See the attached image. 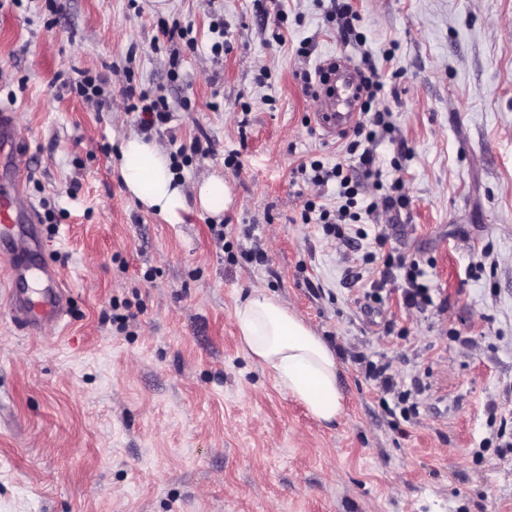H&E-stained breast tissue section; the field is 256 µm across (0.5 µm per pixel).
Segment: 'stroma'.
Segmentation results:
<instances>
[{
    "label": "stroma",
    "instance_id": "obj_1",
    "mask_svg": "<svg viewBox=\"0 0 512 512\" xmlns=\"http://www.w3.org/2000/svg\"><path fill=\"white\" fill-rule=\"evenodd\" d=\"M22 0L0 8V105L31 143L40 259L71 305L39 334L9 313L0 265V512H512V0ZM190 30L167 40L162 25ZM223 41L221 54L212 45ZM368 58L395 130L375 149L407 203L366 225L361 283L346 245L303 223L334 203L298 170L347 162L298 74ZM104 81L100 103L69 89ZM161 94L166 153L200 141L185 184L232 202L179 224L143 210L117 161L130 93ZM264 262H248L251 247ZM417 261L434 303L370 304L387 255ZM277 297L335 351L344 413L314 419L247 356L235 307ZM127 315L124 328L114 313ZM390 361L415 413L366 375ZM334 1V10L330 12L332 17L336 18L339 25V31L344 40H348L350 35H353L356 31L354 21H357V16L352 12L349 1H338L343 2L342 4H337ZM355 38L357 34H354ZM195 204L213 217H220L231 204V191L219 176H209L192 185Z\"/></svg>",
    "mask_w": 512,
    "mask_h": 512
}]
</instances>
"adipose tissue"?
<instances>
[{
	"mask_svg": "<svg viewBox=\"0 0 512 512\" xmlns=\"http://www.w3.org/2000/svg\"><path fill=\"white\" fill-rule=\"evenodd\" d=\"M119 171L127 192L170 224L182 223L188 202L218 217L232 201L228 185L218 176L185 188L169 156L138 135L123 142ZM235 325L244 350L273 373L281 391L301 401L318 420L328 422L343 414L334 351L281 301L253 291L238 302Z\"/></svg>",
	"mask_w": 512,
	"mask_h": 512,
	"instance_id": "ef3b65f1",
	"label": "adipose tissue"
}]
</instances>
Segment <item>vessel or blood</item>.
<instances>
[{
  "label": "vessel or blood",
  "mask_w": 512,
  "mask_h": 512,
  "mask_svg": "<svg viewBox=\"0 0 512 512\" xmlns=\"http://www.w3.org/2000/svg\"><path fill=\"white\" fill-rule=\"evenodd\" d=\"M343 82L332 95L329 111L319 113L322 129L330 135L347 129L358 110V84L352 65H345ZM23 149L16 135L15 115L0 109V166L10 170L0 180V262L7 266L8 297L13 317L28 329L60 322L65 315V287L59 272L50 266L33 268L29 259L40 236L36 207L24 187L25 171L17 160ZM36 277L41 287L36 294L20 290L21 282Z\"/></svg>",
  "instance_id": "vessel-or-blood-1"
}]
</instances>
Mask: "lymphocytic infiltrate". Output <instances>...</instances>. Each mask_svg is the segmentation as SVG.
Wrapping results in <instances>:
<instances>
[{
    "label": "lymphocytic infiltrate",
    "instance_id": "f902f5d3",
    "mask_svg": "<svg viewBox=\"0 0 512 512\" xmlns=\"http://www.w3.org/2000/svg\"><path fill=\"white\" fill-rule=\"evenodd\" d=\"M361 84L362 119L355 126L354 141L346 147L347 154L352 158L351 164L339 163L330 168L324 167L317 160L310 164L311 183L323 186L328 181H337L340 186L339 199L336 205L330 208L316 205L310 200L306 201L301 214L303 222L313 221L322 224L326 234L350 244L365 238L366 225L380 223L383 216L395 209L398 204L397 198L390 194L376 197L364 206L360 205L357 199L360 188L378 175L374 159V146L378 136L391 129L384 113L372 109V102L382 88L381 83L375 75L365 74L361 77Z\"/></svg>",
    "mask_w": 512,
    "mask_h": 512
}]
</instances>
